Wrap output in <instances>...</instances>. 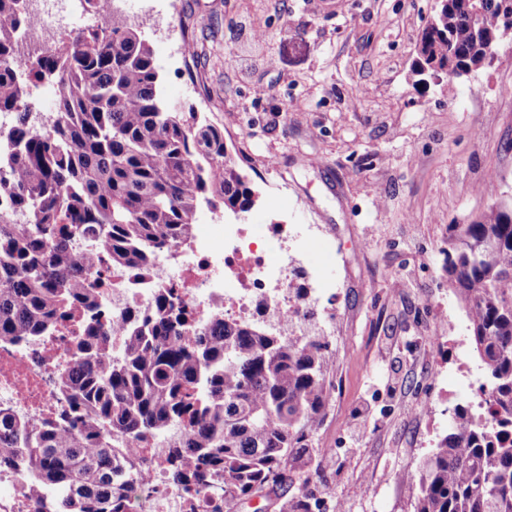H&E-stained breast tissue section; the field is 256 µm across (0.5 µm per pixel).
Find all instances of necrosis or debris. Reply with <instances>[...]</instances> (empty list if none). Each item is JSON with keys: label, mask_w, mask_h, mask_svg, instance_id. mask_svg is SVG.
Returning <instances> with one entry per match:
<instances>
[{"label": "necrosis or debris", "mask_w": 512, "mask_h": 512, "mask_svg": "<svg viewBox=\"0 0 512 512\" xmlns=\"http://www.w3.org/2000/svg\"><path fill=\"white\" fill-rule=\"evenodd\" d=\"M128 0H99L92 15L72 16L67 0H28L31 19L20 41L22 52L53 46L74 27L127 14ZM212 229L199 231L159 252L144 271L113 265L99 256L96 271L101 298L112 317L132 323L154 306L159 290L174 289L180 306L200 321L221 316L260 321L293 335L311 333L309 309L325 288L319 277H303L300 259L288 241L297 232L289 224H228L214 214ZM70 360L65 331L36 347L0 345V404L31 416L54 415L61 404L58 378ZM139 512H187L188 496L171 490L159 465L130 485Z\"/></svg>", "instance_id": "4bbe7bcc"}]
</instances>
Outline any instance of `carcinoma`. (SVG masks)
<instances>
[{
	"label": "carcinoma",
	"mask_w": 512,
	"mask_h": 512,
	"mask_svg": "<svg viewBox=\"0 0 512 512\" xmlns=\"http://www.w3.org/2000/svg\"><path fill=\"white\" fill-rule=\"evenodd\" d=\"M466 0L425 24L413 74L426 78L448 54L475 60L506 26L505 0ZM29 23L25 0H0V343L70 332L63 405L38 420L0 406V471L30 485L35 512H137L127 478L148 459L140 444L178 424L159 449L169 484L221 494L225 512L288 483L322 423L333 363L322 336L294 338L215 316L202 323L172 290L116 338L92 275L101 254L141 270L188 238L197 214L250 212L256 195L228 154L224 129L167 104L148 40L121 15L70 32L32 60L15 57ZM57 87L55 112L31 122L30 88ZM90 247L78 252L71 238ZM448 282L469 320L494 394L485 413L458 404L421 460L414 512H512V203L470 224L448 225Z\"/></svg>",
	"instance_id": "1"
}]
</instances>
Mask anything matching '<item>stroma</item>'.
Returning a JSON list of instances; mask_svg holds the SVG:
<instances>
[{"mask_svg":"<svg viewBox=\"0 0 512 512\" xmlns=\"http://www.w3.org/2000/svg\"><path fill=\"white\" fill-rule=\"evenodd\" d=\"M434 0H138L166 99L224 130L258 194L250 224L314 225L335 280L331 399L281 492L347 512H414L417 467L478 385L442 373L465 321L444 268L448 227L512 200V40L489 67L420 85ZM246 59L248 68L238 66ZM264 95H257V88ZM494 184L495 196L481 192Z\"/></svg>","mask_w":512,"mask_h":512,"instance_id":"35a3bbf8","label":"stroma"}]
</instances>
